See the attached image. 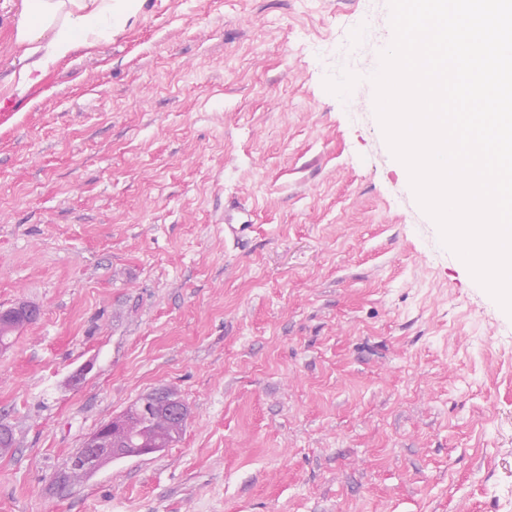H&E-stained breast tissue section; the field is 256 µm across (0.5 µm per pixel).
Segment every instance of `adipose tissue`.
<instances>
[{
    "instance_id": "1",
    "label": "adipose tissue",
    "mask_w": 512,
    "mask_h": 512,
    "mask_svg": "<svg viewBox=\"0 0 512 512\" xmlns=\"http://www.w3.org/2000/svg\"><path fill=\"white\" fill-rule=\"evenodd\" d=\"M142 0H21L15 42L22 66L14 72L18 90L39 83L51 65L79 46L110 37L116 13L135 14Z\"/></svg>"
}]
</instances>
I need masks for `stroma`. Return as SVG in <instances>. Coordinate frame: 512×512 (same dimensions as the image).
<instances>
[{"label":"stroma","instance_id":"1","mask_svg":"<svg viewBox=\"0 0 512 512\" xmlns=\"http://www.w3.org/2000/svg\"><path fill=\"white\" fill-rule=\"evenodd\" d=\"M389 44L371 0H143L0 107V307L41 309L0 512H512V315L356 118ZM162 387L177 443L54 485Z\"/></svg>","mask_w":512,"mask_h":512}]
</instances>
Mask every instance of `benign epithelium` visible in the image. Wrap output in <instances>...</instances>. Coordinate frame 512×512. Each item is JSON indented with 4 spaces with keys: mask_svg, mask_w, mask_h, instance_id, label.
Returning a JSON list of instances; mask_svg holds the SVG:
<instances>
[{
    "mask_svg": "<svg viewBox=\"0 0 512 512\" xmlns=\"http://www.w3.org/2000/svg\"><path fill=\"white\" fill-rule=\"evenodd\" d=\"M41 315L39 307L28 302H19L0 312V326L12 324H32ZM162 404L170 416L183 420L187 417L188 408L176 393L162 389L158 393ZM129 416L120 413L112 417V421L97 428L83 441L84 451L75 456L71 466L87 473L97 471L103 465L118 458L141 457L159 452L157 448H144L142 443L131 438Z\"/></svg>",
    "mask_w": 512,
    "mask_h": 512,
    "instance_id": "obj_1",
    "label": "benign epithelium"
}]
</instances>
